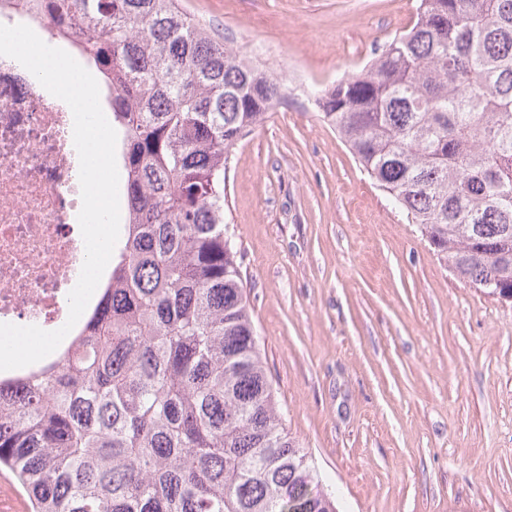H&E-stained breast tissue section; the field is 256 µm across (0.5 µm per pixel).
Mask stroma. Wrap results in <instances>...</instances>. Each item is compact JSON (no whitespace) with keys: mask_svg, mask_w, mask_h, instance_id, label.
<instances>
[{"mask_svg":"<svg viewBox=\"0 0 512 512\" xmlns=\"http://www.w3.org/2000/svg\"><path fill=\"white\" fill-rule=\"evenodd\" d=\"M418 0H179L286 99L224 209L290 435L340 512H512V302L459 280L307 96L359 74Z\"/></svg>","mask_w":512,"mask_h":512,"instance_id":"stroma-1","label":"stroma"}]
</instances>
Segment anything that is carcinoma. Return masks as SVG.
I'll return each instance as SVG.
<instances>
[{
	"instance_id": "1",
	"label": "carcinoma",
	"mask_w": 512,
	"mask_h": 512,
	"mask_svg": "<svg viewBox=\"0 0 512 512\" xmlns=\"http://www.w3.org/2000/svg\"><path fill=\"white\" fill-rule=\"evenodd\" d=\"M101 75L127 217L57 357L0 380V468L31 512H339L285 430L229 234L226 169L285 96L177 0H31ZM456 276L512 287V0H419L313 92Z\"/></svg>"
}]
</instances>
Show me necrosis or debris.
Listing matches in <instances>:
<instances>
[{"instance_id": "1", "label": "necrosis or debris", "mask_w": 512, "mask_h": 512, "mask_svg": "<svg viewBox=\"0 0 512 512\" xmlns=\"http://www.w3.org/2000/svg\"><path fill=\"white\" fill-rule=\"evenodd\" d=\"M81 206L67 104L0 56V323L65 324L85 258Z\"/></svg>"}]
</instances>
